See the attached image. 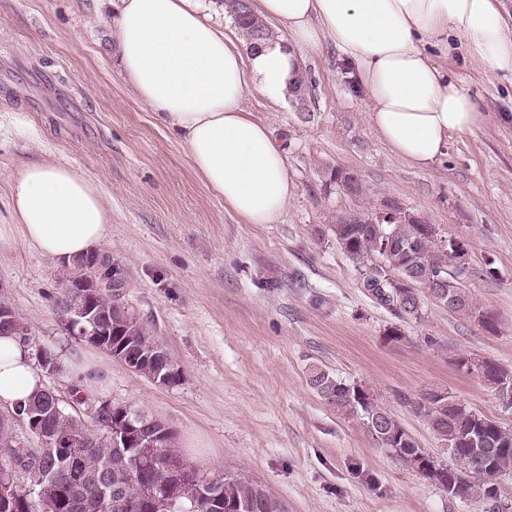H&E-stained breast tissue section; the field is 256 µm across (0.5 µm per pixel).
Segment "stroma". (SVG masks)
<instances>
[{
	"label": "stroma",
	"mask_w": 512,
	"mask_h": 512,
	"mask_svg": "<svg viewBox=\"0 0 512 512\" xmlns=\"http://www.w3.org/2000/svg\"><path fill=\"white\" fill-rule=\"evenodd\" d=\"M114 16L110 0H0V300L28 320L34 345L59 355L64 368L42 372L45 389L83 417L104 402L142 408L168 424L197 473L245 476L288 512H488L374 442L309 376L318 367L363 385L442 459L415 399L445 392L512 429L495 386L459 364L512 370V76L462 51L446 59L484 119L421 169L377 138L353 65L333 43L301 52L306 108L242 99L283 147L293 185L277 223L249 224L135 95L115 56ZM36 159L69 162L99 183L112 212L99 248L123 281L122 301L177 363L179 384L135 375L64 330L55 300L71 267L30 246L8 214L10 173ZM337 166L463 242V284L494 330L428 295L417 320L368 297L333 232L367 201L326 186ZM76 361L103 387L82 388Z\"/></svg>",
	"instance_id": "1"
}]
</instances>
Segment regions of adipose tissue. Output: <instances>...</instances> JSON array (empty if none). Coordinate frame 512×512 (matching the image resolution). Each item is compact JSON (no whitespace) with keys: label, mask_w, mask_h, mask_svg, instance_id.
Here are the masks:
<instances>
[{"label":"adipose tissue","mask_w":512,"mask_h":512,"mask_svg":"<svg viewBox=\"0 0 512 512\" xmlns=\"http://www.w3.org/2000/svg\"><path fill=\"white\" fill-rule=\"evenodd\" d=\"M257 9L288 33L257 53L226 35L201 0H120L116 18L125 78L180 134L206 187L250 224L276 223L292 183L281 147L241 100L248 90L279 100L299 48L331 40L354 64L376 136L422 168L451 135L482 121L431 48L451 53L461 43L487 70L512 73V20L501 0H257ZM11 180L12 221L41 254L70 263L105 237L111 213L100 186L73 165L30 161ZM42 387L29 346L0 336V406Z\"/></svg>","instance_id":"ef3b65f1"}]
</instances>
